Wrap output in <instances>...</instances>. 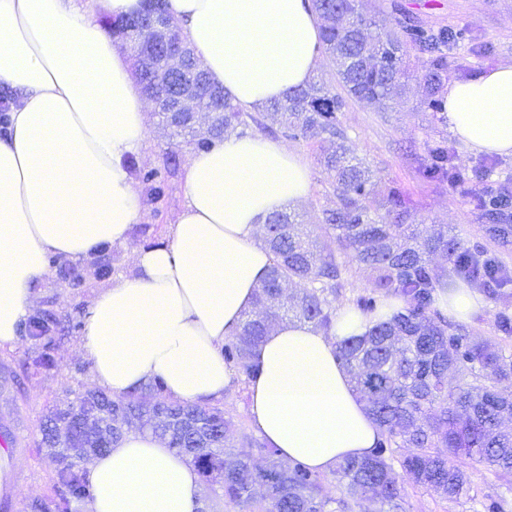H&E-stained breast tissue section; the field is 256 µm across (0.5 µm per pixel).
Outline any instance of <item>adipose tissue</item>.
Listing matches in <instances>:
<instances>
[{
    "mask_svg": "<svg viewBox=\"0 0 512 512\" xmlns=\"http://www.w3.org/2000/svg\"><path fill=\"white\" fill-rule=\"evenodd\" d=\"M145 0H0V345L12 343L30 290L53 255L77 258L129 240L141 204L129 173L150 104L105 17ZM211 80L245 111L305 86L321 37L309 0H167ZM446 116L470 149L512 155V64L448 87ZM307 162L286 143L231 134L195 153L185 206L167 243L141 250L136 272L95 300L82 348L92 381L115 396L162 381L184 402L223 400L234 371L222 347L273 257L267 215L309 193ZM347 305L330 331L284 320L254 352L247 413L282 459L327 473L370 454L380 431L336 348L400 309ZM91 512H197L196 469L150 433L130 430L91 460Z\"/></svg>",
    "mask_w": 512,
    "mask_h": 512,
    "instance_id": "ef3b65f1",
    "label": "adipose tissue"
}]
</instances>
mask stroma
I'll return each mask as SVG.
<instances>
[{
    "instance_id": "obj_1",
    "label": "stroma",
    "mask_w": 512,
    "mask_h": 512,
    "mask_svg": "<svg viewBox=\"0 0 512 512\" xmlns=\"http://www.w3.org/2000/svg\"><path fill=\"white\" fill-rule=\"evenodd\" d=\"M360 13L390 29L402 22L436 31L464 29L466 40L448 51L449 81L476 77L499 64H512V0H357ZM410 73L402 98L383 105L350 103L340 115L358 158L368 166L379 189L397 187L418 224L447 227L449 235L468 245L482 244L498 253L512 269V242L488 240L468 191L451 190L444 181L431 180L420 171L427 164L428 145L446 142L452 163L464 176L486 155L468 149L454 136L439 114L421 102L427 57L410 51ZM170 137L158 112H150L144 149L132 176L142 210L131 225L128 246L106 244L98 252L78 260L57 257L45 279L31 296V316L49 310L62 317L68 328L53 349L45 340L19 333L0 347V512H30L33 500H52L53 471L40 445V426L54 407L70 403L91 389L90 365L80 349L86 321L96 295L134 270V249H148L168 242L173 224L185 202L183 170L195 148L183 146L176 162H169ZM309 163L312 181L307 198L296 207L312 234L320 232L324 209L335 207L331 177L320 163L332 151L322 139L292 143ZM159 174L161 192L143 182L144 172ZM75 270L77 280L62 279L59 265ZM512 315V295L504 300H485L465 327L470 336L486 340L512 354V336L499 329L500 312ZM50 363H42L43 353ZM468 496L451 503L433 490L405 483L402 495L406 512H488L501 503L512 512V482L482 465L471 467Z\"/></svg>"
}]
</instances>
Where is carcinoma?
Here are the masks:
<instances>
[{
	"mask_svg": "<svg viewBox=\"0 0 512 512\" xmlns=\"http://www.w3.org/2000/svg\"><path fill=\"white\" fill-rule=\"evenodd\" d=\"M311 5L322 26L319 52L336 68L342 92L312 80L256 112L240 110L222 93L207 116V136L198 140L193 127L165 118L162 122L175 138L173 145L185 143L200 150L239 129L261 126L269 116L292 139L336 141V150L321 159L336 195V208L323 212L324 236L313 238L304 232L295 212L267 217L263 242L273 253L274 264L256 293L258 313H245L223 355L250 378L257 370L255 348L279 321L288 318L329 329L336 319V292L343 287L336 249L351 250L373 275L374 296L359 298V310L373 312L378 302L392 297L404 302L403 310L337 347L338 360L366 403L381 439L371 455L345 459L327 474L314 473L283 460L266 440L235 430V422L219 406L169 399L159 380L118 398L96 390L91 397L82 394L50 411L41 425V443L49 448L55 472L56 512H69L71 502L92 498L81 467L84 455L77 452L84 443L80 424L88 416L104 423L101 449L118 444L134 425L166 441L214 487V496L198 512H221L226 505L239 512H353L371 489L378 490L379 512H397L404 480L432 488L450 502L459 501L470 484L463 469L466 460L501 476L512 475V431L501 430L505 414L512 412V396L500 388L512 380V354L472 338L433 308L439 276L430 255L440 251L448 259V283L484 286L492 298L507 297L512 274L479 244L466 247L444 230L414 227V216L403 207L399 190L376 189L339 121L351 101L380 103L400 93L408 77L409 45L431 53L424 105L433 112L444 111L445 49L457 44L461 33L403 25L399 33L373 35L370 29L376 23L358 14L356 0H311ZM147 21L141 12L109 19L107 26L119 37ZM135 74L147 98L161 104L152 70L142 63ZM429 157L427 178L459 177L447 144L430 146ZM475 206L489 237H512L511 184L476 197ZM382 210L391 222L383 220ZM295 280L303 288L289 305H281L280 284ZM59 325L50 313L26 323L33 335L54 332ZM329 480L339 485L340 496L325 494Z\"/></svg>",
	"mask_w": 512,
	"mask_h": 512,
	"instance_id": "obj_1",
	"label": "carcinoma"
}]
</instances>
